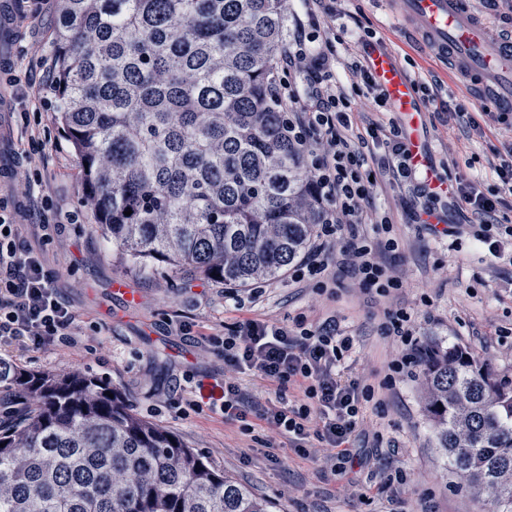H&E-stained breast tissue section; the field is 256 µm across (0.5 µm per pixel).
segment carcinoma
<instances>
[{
	"label": "carcinoma",
	"instance_id": "1",
	"mask_svg": "<svg viewBox=\"0 0 512 512\" xmlns=\"http://www.w3.org/2000/svg\"><path fill=\"white\" fill-rule=\"evenodd\" d=\"M287 12L288 0H60V125L88 163L83 202L131 265L250 286L301 259L320 213L272 96ZM420 362L438 446L493 512H512V374L435 343ZM1 397L0 512H270L99 377L0 357Z\"/></svg>",
	"mask_w": 512,
	"mask_h": 512
}]
</instances>
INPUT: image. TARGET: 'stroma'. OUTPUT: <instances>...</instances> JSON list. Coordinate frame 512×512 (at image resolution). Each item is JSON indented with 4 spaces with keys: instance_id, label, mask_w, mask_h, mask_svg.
I'll return each mask as SVG.
<instances>
[{
    "instance_id": "35a3bbf8",
    "label": "stroma",
    "mask_w": 512,
    "mask_h": 512,
    "mask_svg": "<svg viewBox=\"0 0 512 512\" xmlns=\"http://www.w3.org/2000/svg\"><path fill=\"white\" fill-rule=\"evenodd\" d=\"M57 4L9 2L10 12L24 14L25 20L12 26L5 47L14 61L7 80L12 113L10 142L0 162L20 165L28 135L25 115L40 112L52 146L31 169L64 219L46 228L23 223L21 242L58 272L57 286L76 313L81 334L73 345L47 340L4 348L0 355L30 370H79L107 379L136 413L204 453L226 475L269 500L273 512H490L487 493L459 488L424 412L421 366L412 357L433 340L512 371V266L491 263L469 235L442 241L427 226L411 223L407 191L381 168L373 206L391 226L379 237L398 243L380 253L400 281L388 294L361 289L344 274L338 287L326 289L317 277L291 269L257 289L124 266L94 226L82 200L79 159L58 123V100L47 78L55 56ZM336 7L357 15L416 85L425 109L426 152L437 171L496 186L495 167L512 150V126L482 115L473 93L452 77L447 59L427 51L415 31L403 26L397 0H336ZM28 86L35 101L21 96ZM116 282L132 288L139 297L136 305L113 293ZM401 313L411 317L409 347L380 330L385 315ZM301 317L317 323L333 317L356 335L359 356L347 361L346 373L374 389L364 427L352 438L351 457L338 472L323 449L300 455L284 438L277 447H263L270 431L261 410L297 400L299 391L278 394L225 364L219 349L207 342L246 318L282 323ZM183 324L191 325L190 335L181 334ZM187 377L207 385L235 383L245 421L224 418L205 405H174L170 388ZM391 441L397 449L383 458L381 449Z\"/></svg>"
}]
</instances>
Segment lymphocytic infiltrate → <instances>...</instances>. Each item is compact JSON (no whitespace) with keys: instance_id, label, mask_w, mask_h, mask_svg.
Returning <instances> with one entry per match:
<instances>
[{"instance_id":"f902f5d3","label":"lymphocytic infiltrate","mask_w":512,"mask_h":512,"mask_svg":"<svg viewBox=\"0 0 512 512\" xmlns=\"http://www.w3.org/2000/svg\"><path fill=\"white\" fill-rule=\"evenodd\" d=\"M304 17L295 18L294 32L281 57L286 75L274 95L288 114V126L308 161L312 187L323 210L312 251L304 263L309 275L329 269L326 245L343 235L342 268L358 285L381 293L399 282L377 257V246L362 229L366 203L372 197L371 159L379 147L394 159L392 173L409 181L418 200L413 223L426 218L447 219L449 209H467L472 238L494 261L512 265V225L501 210L512 211V158L496 168V193H485L480 179H455L449 195H439L427 178L407 162L405 137L396 125L373 123L355 126L346 90L336 81L340 60L336 45H317L312 33L318 14L335 17L326 0H301ZM16 193L0 197V346L56 340L75 342L79 328L74 312L55 288V277L30 247L20 242V222L37 218L53 224L57 215L41 195L39 179L28 172L9 169ZM352 334L328 319L314 324L302 320L271 324L258 319L239 322L224 338L226 363L250 371L252 376L278 391L295 385L303 397L294 404L268 408L263 418L274 433L265 447H274L275 437L287 438L291 447L306 453L310 442L326 448L334 468L350 457V443L365 422V402L373 390L359 380L337 373L344 358L353 353Z\"/></svg>"}]
</instances>
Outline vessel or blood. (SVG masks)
Wrapping results in <instances>:
<instances>
[{"mask_svg":"<svg viewBox=\"0 0 512 512\" xmlns=\"http://www.w3.org/2000/svg\"><path fill=\"white\" fill-rule=\"evenodd\" d=\"M404 23L416 24L423 41L445 49L455 75L464 78L478 93L479 105L488 112L512 114V43H491L486 22L474 15L467 0H399ZM372 68L389 103L416 130L414 84L384 54L374 55Z\"/></svg>","mask_w":512,"mask_h":512,"instance_id":"b4317fda","label":"vessel or blood"}]
</instances>
